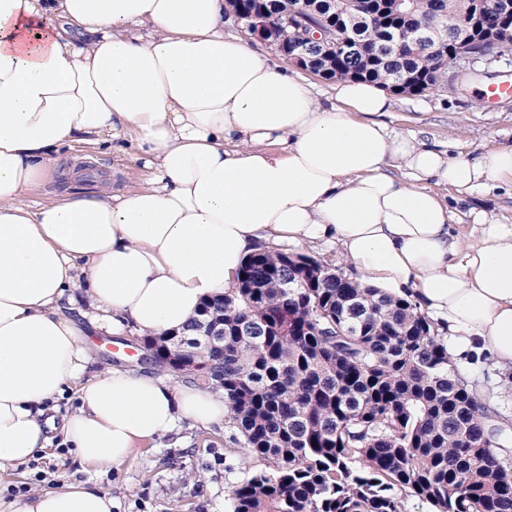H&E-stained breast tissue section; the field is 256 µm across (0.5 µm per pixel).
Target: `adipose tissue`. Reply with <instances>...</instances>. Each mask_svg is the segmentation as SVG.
<instances>
[{"label": "adipose tissue", "mask_w": 512, "mask_h": 512, "mask_svg": "<svg viewBox=\"0 0 512 512\" xmlns=\"http://www.w3.org/2000/svg\"><path fill=\"white\" fill-rule=\"evenodd\" d=\"M226 0H0V471L61 428L83 468L120 466L181 422L223 424L224 392L95 363L108 335L182 331L237 286L264 241L325 242L376 288L411 300L451 358L512 369V224L455 203L512 186V144L437 149L390 131L381 86L326 100L225 35ZM134 150L145 185L26 203L79 146ZM447 186L448 195L434 192ZM73 391L62 424L45 405ZM8 512H112L75 480Z\"/></svg>", "instance_id": "obj_1"}]
</instances>
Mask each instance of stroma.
<instances>
[{
    "instance_id": "stroma-1",
    "label": "stroma",
    "mask_w": 512,
    "mask_h": 512,
    "mask_svg": "<svg viewBox=\"0 0 512 512\" xmlns=\"http://www.w3.org/2000/svg\"><path fill=\"white\" fill-rule=\"evenodd\" d=\"M512 84V55L496 61L477 62L470 72L449 79L447 85L424 96L393 95V111L386 122L405 135L447 146L450 152L478 151L494 143L512 142V94L494 101L482 98V89ZM77 179L71 187L91 191L112 177L118 187L144 184L147 171L134 152L115 157L84 147L78 152ZM54 179L31 191L36 200H55L67 187ZM99 367L148 369L140 352L131 351L119 337L86 327ZM461 377L490 409L498 412V424L512 436V389L507 373L491 362L457 364ZM244 448L224 445V429H202L182 423L175 431L134 449L120 467L107 471H81L72 449L60 436L35 456L34 464H23L0 472V500L11 501L12 493L46 487H61L71 479L89 482L112 496V512H231L229 493L233 486L257 468Z\"/></svg>"
}]
</instances>
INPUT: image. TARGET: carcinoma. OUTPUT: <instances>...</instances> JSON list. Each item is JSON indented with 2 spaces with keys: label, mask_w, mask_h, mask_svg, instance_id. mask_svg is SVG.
<instances>
[{
  "label": "carcinoma",
  "mask_w": 512,
  "mask_h": 512,
  "mask_svg": "<svg viewBox=\"0 0 512 512\" xmlns=\"http://www.w3.org/2000/svg\"><path fill=\"white\" fill-rule=\"evenodd\" d=\"M394 8L352 25L355 53L319 58L310 28H288L323 77L376 82L414 96L433 92L457 52L456 32L480 16L512 28L493 0H389ZM242 20L269 24L303 8L346 23L349 0H227ZM432 32L420 37L423 28ZM258 248L238 286L205 301L183 334L188 374L224 390L228 448L264 467L235 485L233 512H512L502 429L457 373L435 322L404 298L342 275L313 255ZM224 323V349L207 326ZM147 359L173 372L171 337L144 336Z\"/></svg>",
  "instance_id": "cac0c4a2"
}]
</instances>
